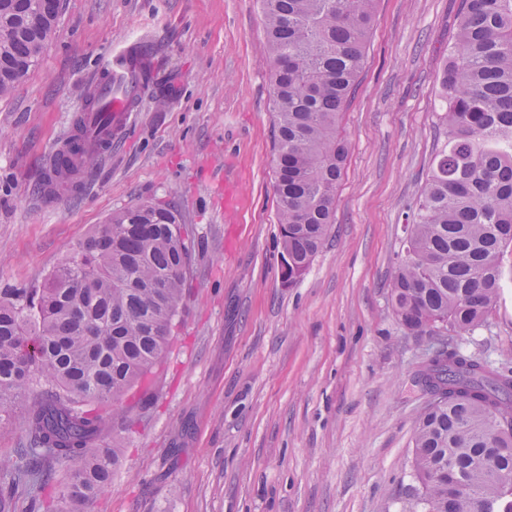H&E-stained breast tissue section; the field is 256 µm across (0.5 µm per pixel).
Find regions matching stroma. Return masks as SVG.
Wrapping results in <instances>:
<instances>
[{
  "instance_id": "obj_1",
  "label": "stroma",
  "mask_w": 512,
  "mask_h": 512,
  "mask_svg": "<svg viewBox=\"0 0 512 512\" xmlns=\"http://www.w3.org/2000/svg\"><path fill=\"white\" fill-rule=\"evenodd\" d=\"M459 15L460 0H378L335 221L288 287L257 0H63L38 66L0 98V289L40 285L139 202L175 209L196 244L164 370L92 512H412L418 376L444 340L403 328L389 285ZM140 38L165 105L143 95L111 156L47 203V159L91 76ZM446 341L512 367V283Z\"/></svg>"
}]
</instances>
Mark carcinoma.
<instances>
[{"label":"carcinoma","mask_w":512,"mask_h":512,"mask_svg":"<svg viewBox=\"0 0 512 512\" xmlns=\"http://www.w3.org/2000/svg\"><path fill=\"white\" fill-rule=\"evenodd\" d=\"M277 138L274 191L281 261L310 268L334 222L349 143L341 116L355 92L377 0H260ZM45 0H0V97L39 64L59 14ZM438 96L443 138L406 225L390 284L400 323L440 336L474 331L497 301L512 247V0H462ZM195 241L176 212L112 213L37 288L0 292V413L21 431L17 469L53 481L56 512H92L112 481L134 409L162 367ZM413 502L424 512H512V370L445 348L424 371ZM503 429L488 433V419ZM112 442L101 444L107 419ZM467 491L448 497V470ZM14 483L0 512H15Z\"/></svg>","instance_id":"cac0c4a2"}]
</instances>
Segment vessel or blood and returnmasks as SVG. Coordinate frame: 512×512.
<instances>
[{"instance_id": "obj_1", "label": "vessel or blood", "mask_w": 512, "mask_h": 512, "mask_svg": "<svg viewBox=\"0 0 512 512\" xmlns=\"http://www.w3.org/2000/svg\"><path fill=\"white\" fill-rule=\"evenodd\" d=\"M141 55L142 48L137 44L108 55L94 78L96 108L78 114L80 134L62 138L52 152V162H76L87 154L101 157L111 153L113 141L126 127L138 105V61Z\"/></svg>"}]
</instances>
